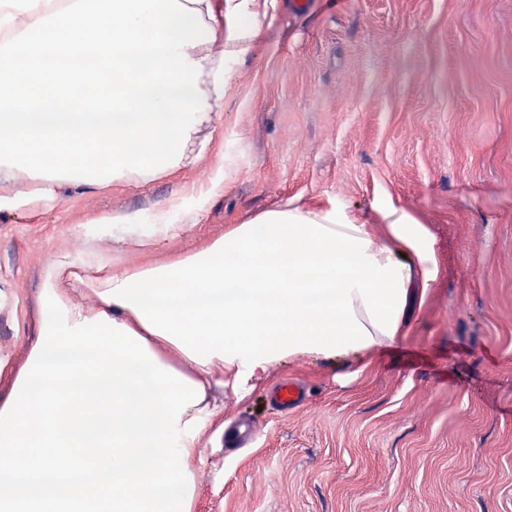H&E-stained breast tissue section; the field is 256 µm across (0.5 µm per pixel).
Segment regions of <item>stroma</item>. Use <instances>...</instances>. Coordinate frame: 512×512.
Returning a JSON list of instances; mask_svg holds the SVG:
<instances>
[{
    "instance_id": "stroma-1",
    "label": "stroma",
    "mask_w": 512,
    "mask_h": 512,
    "mask_svg": "<svg viewBox=\"0 0 512 512\" xmlns=\"http://www.w3.org/2000/svg\"><path fill=\"white\" fill-rule=\"evenodd\" d=\"M232 68L180 164L54 200L24 172L0 185V355L37 339L51 255L170 262L294 207L382 236L389 201L429 228L437 267L402 336L212 387L257 437L204 441L192 512H512V0H276ZM287 378L307 400L284 414L268 394Z\"/></svg>"
}]
</instances>
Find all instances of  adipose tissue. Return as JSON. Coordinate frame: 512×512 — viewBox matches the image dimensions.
Segmentation results:
<instances>
[{
  "mask_svg": "<svg viewBox=\"0 0 512 512\" xmlns=\"http://www.w3.org/2000/svg\"><path fill=\"white\" fill-rule=\"evenodd\" d=\"M270 0H0V183L44 193L171 167L231 89ZM229 26L213 52V23ZM44 34L33 44L30 34ZM373 235L341 210L264 213L169 263L41 270L39 337L0 356V512H192L213 368L235 386L284 358L400 336L436 276L432 237L395 205ZM91 289L96 307L73 300ZM181 359L188 371L173 367Z\"/></svg>",
  "mask_w": 512,
  "mask_h": 512,
  "instance_id": "obj_1",
  "label": "adipose tissue"
}]
</instances>
